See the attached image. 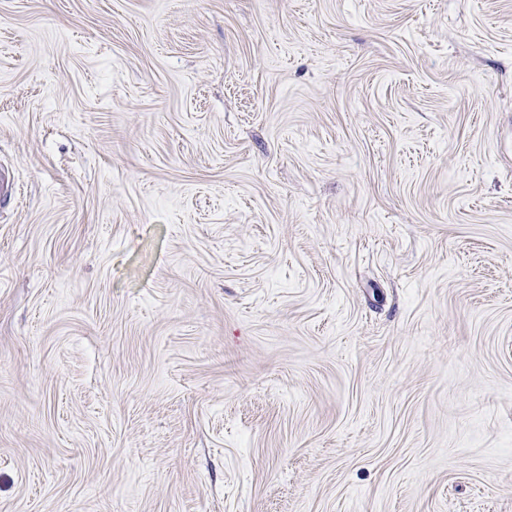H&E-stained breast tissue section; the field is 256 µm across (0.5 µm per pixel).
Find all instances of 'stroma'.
Listing matches in <instances>:
<instances>
[{
	"label": "stroma",
	"instance_id": "obj_1",
	"mask_svg": "<svg viewBox=\"0 0 512 512\" xmlns=\"http://www.w3.org/2000/svg\"><path fill=\"white\" fill-rule=\"evenodd\" d=\"M0 512H512V0H0Z\"/></svg>",
	"mask_w": 512,
	"mask_h": 512
}]
</instances>
